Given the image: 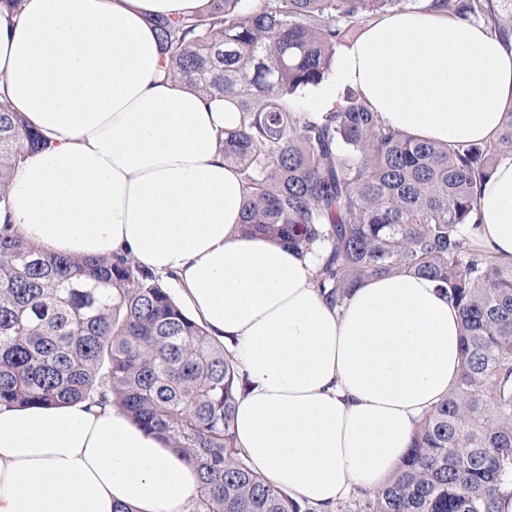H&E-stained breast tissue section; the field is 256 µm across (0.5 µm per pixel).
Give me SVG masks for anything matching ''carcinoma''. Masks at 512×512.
I'll list each match as a JSON object with an SVG mask.
<instances>
[{
	"label": "carcinoma",
	"instance_id": "carcinoma-1",
	"mask_svg": "<svg viewBox=\"0 0 512 512\" xmlns=\"http://www.w3.org/2000/svg\"><path fill=\"white\" fill-rule=\"evenodd\" d=\"M402 0H208L151 19L168 73L231 100L224 160L244 189L245 235L317 250L316 287L341 307L369 275L431 278L462 316L461 372L416 423L401 466L360 512H508L512 501V262L473 245L481 186L512 154V102L483 144L430 143L384 125L347 90L306 112L353 23ZM512 49V0H431ZM45 139L0 92V209ZM239 368L131 258L71 259L0 234V406H118L192 459L191 512H316L249 467L235 442Z\"/></svg>",
	"mask_w": 512,
	"mask_h": 512
}]
</instances>
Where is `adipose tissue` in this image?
<instances>
[{
	"instance_id": "obj_1",
	"label": "adipose tissue",
	"mask_w": 512,
	"mask_h": 512,
	"mask_svg": "<svg viewBox=\"0 0 512 512\" xmlns=\"http://www.w3.org/2000/svg\"><path fill=\"white\" fill-rule=\"evenodd\" d=\"M203 0H0V75L14 111L47 144L15 174L0 224L44 252L127 254L177 281L247 379L234 432L249 466L334 512L384 484L416 421L459 375L460 312L417 275L363 278L343 307L314 282L315 258L245 236L244 187L221 130L240 115L165 79L150 23ZM360 91L389 127L439 143L497 136L512 100V52L437 11L367 23L319 112ZM478 245L512 260V156L479 197ZM196 464L123 410L82 403L0 407V512H188Z\"/></svg>"
}]
</instances>
